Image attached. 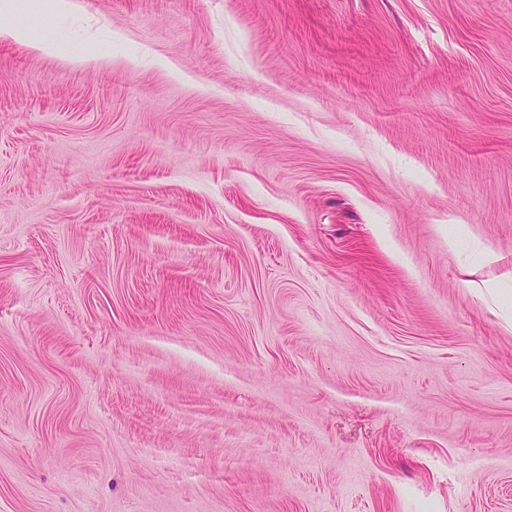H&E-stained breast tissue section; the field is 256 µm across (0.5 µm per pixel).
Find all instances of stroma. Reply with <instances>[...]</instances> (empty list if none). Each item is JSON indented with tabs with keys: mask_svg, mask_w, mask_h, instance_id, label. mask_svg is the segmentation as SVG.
Masks as SVG:
<instances>
[{
	"mask_svg": "<svg viewBox=\"0 0 512 512\" xmlns=\"http://www.w3.org/2000/svg\"><path fill=\"white\" fill-rule=\"evenodd\" d=\"M69 2L0 13V512H512V0Z\"/></svg>",
	"mask_w": 512,
	"mask_h": 512,
	"instance_id": "1",
	"label": "stroma"
}]
</instances>
